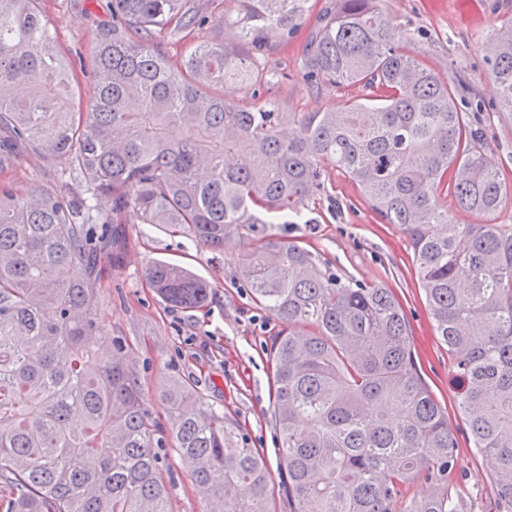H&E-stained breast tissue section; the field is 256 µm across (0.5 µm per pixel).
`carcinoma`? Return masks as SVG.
<instances>
[{"mask_svg": "<svg viewBox=\"0 0 512 512\" xmlns=\"http://www.w3.org/2000/svg\"><path fill=\"white\" fill-rule=\"evenodd\" d=\"M307 2L238 0L224 19L238 43L199 44L174 67L156 39L208 16L190 0H111L82 101L39 0H0V171L26 153L46 167L65 160L85 180L68 200L37 183L0 189V512H168L163 444L99 326L92 278L101 257L120 260L132 218L186 229L218 253L247 242L238 274L280 322L270 346L279 483L226 414L181 385L165 393L171 447L201 512H272L276 490L288 512H464L451 494L456 438L393 290L343 282L266 230L302 217L324 160L407 236L474 447L497 460V512H512V228L489 222L512 185L457 109L462 85L419 59L383 0H336L305 60L308 83L362 95L327 112L262 98L255 54L273 35L288 39ZM488 44L512 114V20ZM226 82L249 87L254 103L225 100ZM99 194L112 198L107 213L92 203ZM443 194L487 222L453 223ZM145 279L172 307L210 300L211 284L175 262H153ZM418 479L432 491L406 499Z\"/></svg>", "mask_w": 512, "mask_h": 512, "instance_id": "obj_1", "label": "carcinoma"}]
</instances>
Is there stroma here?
I'll return each mask as SVG.
<instances>
[{
	"label": "stroma",
	"instance_id": "1",
	"mask_svg": "<svg viewBox=\"0 0 512 512\" xmlns=\"http://www.w3.org/2000/svg\"><path fill=\"white\" fill-rule=\"evenodd\" d=\"M196 2L210 22L187 35L161 37L158 47L171 63H180L200 41L222 37L216 22L238 10L237 0ZM330 3L309 0L295 34L285 42L272 38L261 57L272 79L267 96L281 111L322 112L359 93L355 86L314 87L303 78L304 46ZM386 6L413 36L424 62L466 85L456 104L473 112L490 161L512 184V116L501 111L485 51L487 37L512 20V0H386ZM41 7L62 51L89 58L96 25L109 16L107 0H42ZM321 180L324 189L307 201L301 223L272 224L269 233L298 242L342 278L394 289L409 323L418 365L455 431L457 473L452 492L466 512H490L494 463L474 448L467 417L457 407L452 359L434 332L405 234L397 225L382 223L358 186L333 163H322ZM33 182L63 196L81 192L84 185L83 177L70 174L64 161L46 167L25 154L0 172V185L20 192ZM160 259L185 264L211 283L212 297L205 308H172L150 288L144 270ZM236 259V252H213L186 231L159 224L126 225L120 262L104 265L97 282L98 322L122 346L160 433L169 429L164 392L178 381L233 419L251 446L273 465L278 438L271 421L268 347L279 322L272 311L252 301L235 273ZM164 454L169 512H200L181 457L172 448Z\"/></svg>",
	"mask_w": 512,
	"mask_h": 512
}]
</instances>
